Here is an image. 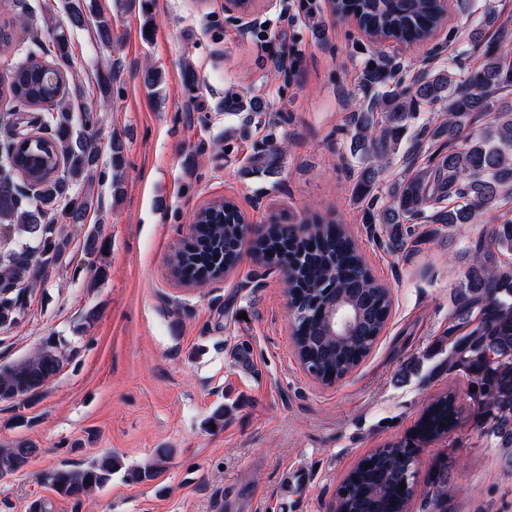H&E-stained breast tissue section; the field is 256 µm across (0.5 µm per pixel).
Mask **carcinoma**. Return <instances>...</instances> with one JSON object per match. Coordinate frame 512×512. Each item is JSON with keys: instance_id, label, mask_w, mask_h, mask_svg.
<instances>
[{"instance_id": "obj_1", "label": "carcinoma", "mask_w": 512, "mask_h": 512, "mask_svg": "<svg viewBox=\"0 0 512 512\" xmlns=\"http://www.w3.org/2000/svg\"><path fill=\"white\" fill-rule=\"evenodd\" d=\"M336 10L356 18L372 38L406 45L423 44L444 21L441 0H336ZM86 0H67V17L73 28L87 22ZM497 39L484 50L483 64L470 69L466 52L448 67L417 77L410 83L396 78L401 65L383 53L373 54L361 73L373 94L351 115V150L363 161L354 184L360 198L375 200L380 173L390 165L404 139L410 146L402 156V170L386 186L387 203L369 212V223L382 225L391 247L403 248L414 224H476L486 213L512 203V106L499 104L500 95L512 88V31L498 23ZM98 40L112 42V19L95 18ZM32 48L16 63L8 83L9 100L4 118L48 102L54 115L49 129L27 138L24 146L0 144V277L18 291L0 288V326H13L26 308L19 291L44 280L62 259L70 244L64 227L85 223L89 201L74 192L75 183L96 172L99 150L81 126L74 123L67 77L52 79L46 61L70 59L71 47L64 30L50 35L49 45L29 31ZM422 112H442L443 120L425 119ZM426 165L418 162L433 145ZM242 214L232 201L224 211L206 208L196 224L207 252L178 251V263L192 276L205 272L213 258L226 269L241 260L237 249ZM282 228L275 225L254 241L258 262L276 266L284 246ZM512 218L492 225L486 237L467 249L470 263L456 289L449 311L448 353L438 369L465 377L469 398L483 417L484 433L512 448ZM294 264L284 271L294 289L299 316L295 347L299 359L325 384L346 375L369 352L380 335L389 311V292L369 272L358 247L340 225L315 229V243H294ZM341 292L359 310L361 319L353 337L339 341L325 326L320 309ZM64 354L45 341L27 358L0 368V401L30 398L60 371ZM459 410L448 393L435 397L422 410L410 436L389 442L361 460L340 485L336 506L340 512H405L409 495L401 489L415 477L414 449L450 432ZM36 448L15 442L0 449V477L22 470ZM170 450L160 448L142 466L127 470L136 483L154 480ZM123 469L119 457L108 454L86 463L54 470L50 481L56 493L77 501L106 485ZM448 463L437 467L431 481L433 505L441 510L448 491Z\"/></svg>"}]
</instances>
